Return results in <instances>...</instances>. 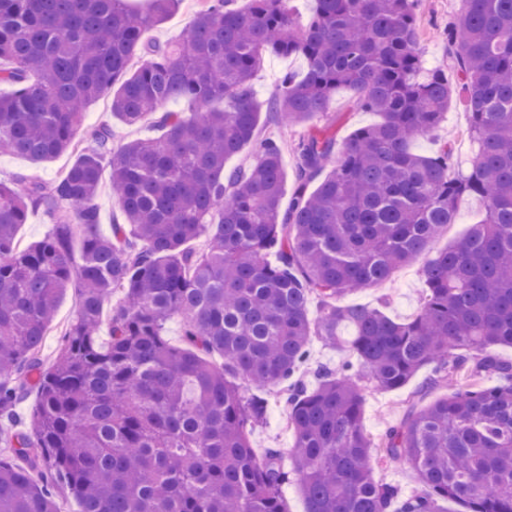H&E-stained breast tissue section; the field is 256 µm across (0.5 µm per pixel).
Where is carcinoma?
Masks as SVG:
<instances>
[{
  "mask_svg": "<svg viewBox=\"0 0 512 512\" xmlns=\"http://www.w3.org/2000/svg\"><path fill=\"white\" fill-rule=\"evenodd\" d=\"M416 2L315 0L299 30L285 0H205L178 42L158 44L145 34L180 0L145 13L126 0H0V85L13 87L0 94V149L34 162L75 153L52 183L0 182V512H60L56 483L80 512H287L291 475L305 512H512V363L497 354L512 347V0H460L453 82L416 51ZM266 51L307 63L267 105L280 128L324 114L339 88L380 117L340 146L326 128L302 138L286 209L284 145L257 135ZM105 94L126 125L159 114L160 134L116 149L111 125L82 129ZM455 96L478 151L452 175L448 143L425 155L413 142L437 136ZM180 99L197 110L167 109ZM252 145L255 163L227 167ZM105 169L123 216L110 237L92 204ZM469 195L485 219L427 261L414 317L336 303L416 260ZM33 211L53 232L23 246ZM70 288L77 316L47 366L39 349ZM173 315L179 346L165 332ZM314 338L344 356L308 385ZM429 366L448 396L374 441L365 390H398ZM487 375L498 383L482 386ZM240 377L282 393L291 468L277 449L255 454L248 427L266 399L245 396ZM399 463L417 477L410 494L375 477Z\"/></svg>",
  "mask_w": 512,
  "mask_h": 512,
  "instance_id": "obj_1",
  "label": "carcinoma"
}]
</instances>
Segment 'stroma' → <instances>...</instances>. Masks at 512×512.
<instances>
[{
  "label": "stroma",
  "instance_id": "obj_1",
  "mask_svg": "<svg viewBox=\"0 0 512 512\" xmlns=\"http://www.w3.org/2000/svg\"><path fill=\"white\" fill-rule=\"evenodd\" d=\"M459 8V0H421L418 5V48L426 67L451 65L452 60L448 55V27L455 21ZM304 70L305 62L300 57L285 58L264 54L254 78L257 103L265 104L279 93L283 74H299ZM350 99V91L342 88L337 90L330 103L327 123L331 125L337 141L340 142L348 139L355 130L374 124L378 120L375 113L354 109ZM104 122L111 123L115 142L119 145L155 133L153 117H146L137 128L125 127L112 115L109 99L102 97L88 104L84 124L90 127ZM441 139L450 142L452 157L457 167L464 169L470 166L477 153V145L469 134V114L460 100H452L445 112L438 138H418L414 148L427 154L436 149L437 142ZM73 159V154L67 152L57 158L34 163L23 156L0 151V181L11 185L14 184L16 176L34 175L50 182L61 176L72 164ZM484 214L483 198L476 195L461 198L457 204L455 223L449 225L448 229L431 243V251H440L454 245L467 234L472 224L483 218ZM423 266V261H415L398 269L389 281L348 294L344 301L348 304L378 307L395 320H408L420 309ZM430 375V370H422L409 384L397 391H368L362 417L366 432L372 437H380L385 425L400 421L410 405L421 406L446 395L448 389L443 385L425 389L424 384ZM266 399L265 418L251 429L252 446L260 456L270 448L288 452L294 445V434L287 423L286 410L277 395L267 394Z\"/></svg>",
  "mask_w": 512,
  "mask_h": 512
}]
</instances>
